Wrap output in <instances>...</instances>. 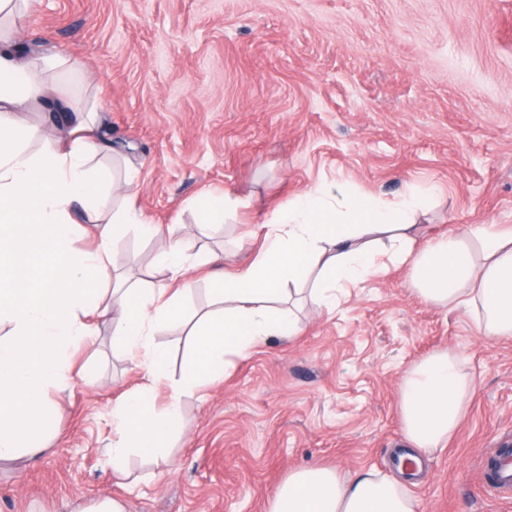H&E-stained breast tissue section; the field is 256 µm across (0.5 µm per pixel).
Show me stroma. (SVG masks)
I'll return each instance as SVG.
<instances>
[{"label": "stroma", "instance_id": "35a3bbf8", "mask_svg": "<svg viewBox=\"0 0 512 512\" xmlns=\"http://www.w3.org/2000/svg\"><path fill=\"white\" fill-rule=\"evenodd\" d=\"M24 54L77 61L76 102L137 169L130 203L161 238L127 228L117 272L169 287L166 239L202 258L183 321L156 344L180 375L188 332L210 310L209 255L255 259L251 230L296 196L337 183L424 202L428 237L464 225L512 229V0H38L18 29ZM221 191L247 207L201 231L191 202ZM301 333L231 358L224 377L185 397L164 460L131 454L137 481L111 480L112 405L145 383L102 322L68 351L61 416L42 454L0 462V512H265L293 470L320 464L346 480L398 475L406 371L452 350L469 374V411L448 447L420 452L405 478L420 512H512L484 484L482 459L512 446V340L478 335L461 309L413 293L389 268L336 311L303 300Z\"/></svg>", "mask_w": 512, "mask_h": 512}]
</instances>
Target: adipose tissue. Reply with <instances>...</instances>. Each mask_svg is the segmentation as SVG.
Wrapping results in <instances>:
<instances>
[{
	"instance_id": "adipose-tissue-1",
	"label": "adipose tissue",
	"mask_w": 512,
	"mask_h": 512,
	"mask_svg": "<svg viewBox=\"0 0 512 512\" xmlns=\"http://www.w3.org/2000/svg\"><path fill=\"white\" fill-rule=\"evenodd\" d=\"M76 72L50 56L26 59L0 34V460L35 456L46 445L60 408L50 389L67 383L68 349L94 334L92 319L111 323L112 339L144 369L149 382L122 394L112 409V478L125 484L126 457L161 453L178 427L186 393L224 375L227 357H246L272 337L298 335L287 285H309L320 307L335 310L340 293L388 270L406 267L414 293L426 302L462 309L480 335L512 339V232L493 224L465 228L419 244V199L389 204L342 186L311 190L263 223L262 249L246 267L210 275L213 309L189 334L192 346L179 380H170V355L152 341L156 331L181 321L195 260L187 243L169 242L162 253L174 289L146 288L116 278L110 248L130 225L151 236L160 230L127 205L104 215L110 192L129 189L95 165L112 152L95 124L80 123L42 150L30 151L39 128L16 120L36 103L70 108L61 85L40 80L36 69ZM99 225L94 249L72 247L81 225ZM168 381L164 406L153 383ZM470 380L448 349L431 353L406 373L399 418L406 441L418 450L447 447L468 408ZM419 505L394 479L366 471L344 481L313 465L296 470L278 488L267 512H418Z\"/></svg>"
}]
</instances>
